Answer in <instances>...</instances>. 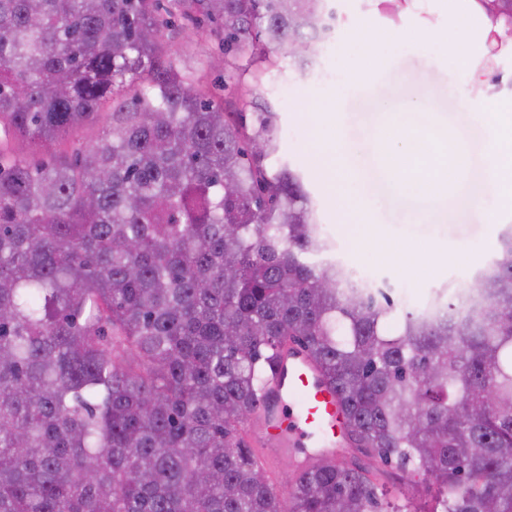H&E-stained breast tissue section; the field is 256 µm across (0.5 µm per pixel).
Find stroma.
I'll use <instances>...</instances> for the list:
<instances>
[{
	"mask_svg": "<svg viewBox=\"0 0 512 512\" xmlns=\"http://www.w3.org/2000/svg\"><path fill=\"white\" fill-rule=\"evenodd\" d=\"M334 29L324 39L307 69H299L285 50L270 53L269 72L262 87L250 77H234L245 61H231L220 37L209 27L176 20L179 37L165 49L178 65L214 86L225 102L269 103L276 114L279 147L273 166H290L304 177L315 204L316 219L333 240L337 258L352 267H367L376 280H388L405 290L406 306L419 308L441 288H464L493 260L498 236L512 225V210L502 205L500 190L486 183V150L492 138L460 102L512 94V49L489 48L474 58L480 81L468 85L456 57L449 55L446 38L448 0H330ZM385 27L398 32L381 43ZM376 52H369V45ZM370 72L368 81L342 87L338 78L352 69ZM432 102L455 141L465 147L461 182L448 189L450 203L427 201L418 178L390 169L381 148L405 136L394 115L381 112L384 102ZM319 112L320 129L312 131L307 117ZM335 150L338 185L354 201L344 215L318 174L319 151ZM477 196L480 208L467 213L454 199ZM395 240L415 258L404 267L372 247L376 237Z\"/></svg>",
	"mask_w": 512,
	"mask_h": 512,
	"instance_id": "35a3bbf8",
	"label": "stroma"
}]
</instances>
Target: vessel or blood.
I'll use <instances>...</instances> for the list:
<instances>
[{"mask_svg": "<svg viewBox=\"0 0 512 512\" xmlns=\"http://www.w3.org/2000/svg\"><path fill=\"white\" fill-rule=\"evenodd\" d=\"M257 426L277 438L276 448L266 456L272 463L287 458L292 448L333 455L347 444L333 392L298 349L280 351Z\"/></svg>", "mask_w": 512, "mask_h": 512, "instance_id": "b4317fda", "label": "vessel or blood"}]
</instances>
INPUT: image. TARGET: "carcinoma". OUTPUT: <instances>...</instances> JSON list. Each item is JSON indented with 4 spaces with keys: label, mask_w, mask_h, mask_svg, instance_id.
I'll return each instance as SVG.
<instances>
[{
    "label": "carcinoma",
    "mask_w": 512,
    "mask_h": 512,
    "mask_svg": "<svg viewBox=\"0 0 512 512\" xmlns=\"http://www.w3.org/2000/svg\"><path fill=\"white\" fill-rule=\"evenodd\" d=\"M512 25V0H482ZM224 51L331 32L326 0H0V132L48 146L107 109L84 153L0 144V512H512V230L420 310L329 256L275 115L226 112L164 49L172 19ZM303 348L356 447L288 497L243 432L279 350ZM8 147L14 154L31 163L48 162L55 155L53 147H43L34 142L10 140Z\"/></svg>",
    "instance_id": "1"
}]
</instances>
